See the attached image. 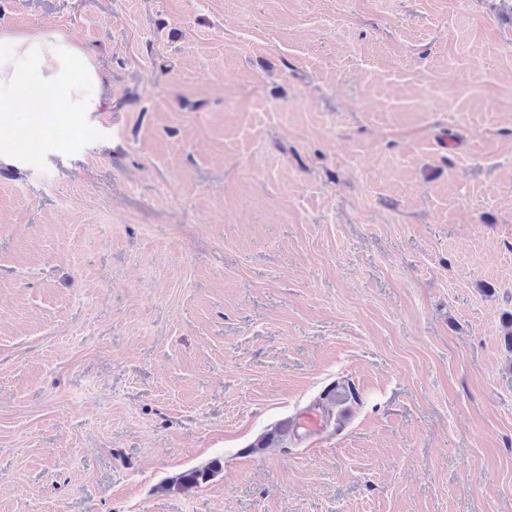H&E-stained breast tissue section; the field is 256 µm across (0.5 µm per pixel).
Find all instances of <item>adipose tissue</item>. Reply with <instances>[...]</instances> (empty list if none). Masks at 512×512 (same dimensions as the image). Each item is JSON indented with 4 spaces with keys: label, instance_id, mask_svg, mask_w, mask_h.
Listing matches in <instances>:
<instances>
[{
    "label": "adipose tissue",
    "instance_id": "adipose-tissue-1",
    "mask_svg": "<svg viewBox=\"0 0 512 512\" xmlns=\"http://www.w3.org/2000/svg\"><path fill=\"white\" fill-rule=\"evenodd\" d=\"M105 83L93 50L67 31L1 28L0 157L22 149L11 125L22 94L35 87L53 90V98L39 103L38 111L69 119L103 111Z\"/></svg>",
    "mask_w": 512,
    "mask_h": 512
}]
</instances>
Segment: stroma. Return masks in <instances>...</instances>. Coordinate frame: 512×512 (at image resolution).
Segmentation results:
<instances>
[{
	"mask_svg": "<svg viewBox=\"0 0 512 512\" xmlns=\"http://www.w3.org/2000/svg\"><path fill=\"white\" fill-rule=\"evenodd\" d=\"M3 27L110 89L0 164V512H512V0Z\"/></svg>",
	"mask_w": 512,
	"mask_h": 512,
	"instance_id": "stroma-1",
	"label": "stroma"
}]
</instances>
